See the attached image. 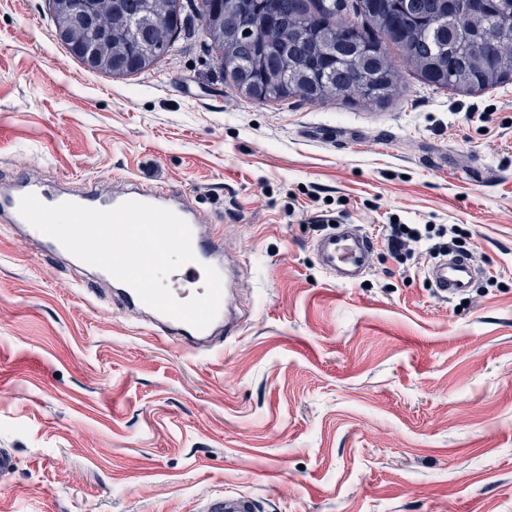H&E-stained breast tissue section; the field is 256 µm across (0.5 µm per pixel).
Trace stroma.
I'll list each match as a JSON object with an SVG mask.
<instances>
[{"instance_id":"stroma-1","label":"stroma","mask_w":512,"mask_h":512,"mask_svg":"<svg viewBox=\"0 0 512 512\" xmlns=\"http://www.w3.org/2000/svg\"><path fill=\"white\" fill-rule=\"evenodd\" d=\"M247 99L217 52L93 71L48 0H0V181L131 176L182 191L242 266L239 335L192 353L0 223V512H512V81ZM329 222L451 226L482 273L441 300L376 247L336 285ZM257 510L256 499L243 492H225L203 500L194 509L195 512H256Z\"/></svg>"}]
</instances>
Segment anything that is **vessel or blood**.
Segmentation results:
<instances>
[{
  "instance_id": "vessel-or-blood-1",
  "label": "vessel or blood",
  "mask_w": 512,
  "mask_h": 512,
  "mask_svg": "<svg viewBox=\"0 0 512 512\" xmlns=\"http://www.w3.org/2000/svg\"><path fill=\"white\" fill-rule=\"evenodd\" d=\"M28 194L34 195L42 204L48 206L70 201L91 208L110 210L123 202L134 200L175 212L188 223L192 231L195 259L184 264L185 273L194 275L211 266L221 276L222 294L214 321L206 328L198 329L171 318L143 303L130 286L121 282L116 284L113 291V303L124 313L147 318L154 327L155 335L169 339L192 352L211 349L220 337L238 335L240 320L232 305L235 278L228 273L223 262V241L178 191L144 184L133 177L123 178L119 185L109 190L98 183L89 182L77 192L24 178L15 180L11 188L0 192V222L20 228L27 239L35 242L43 251L60 254L64 251L60 242L34 228L20 215V200ZM312 248L325 273L336 280L337 284L346 286L358 282L368 274L375 241L359 228L340 224L332 232L316 238ZM475 266V261L469 256H462L451 262L436 260L429 264L427 278L440 298H453L469 290L470 271ZM257 509V501L251 495L227 492L203 500L195 512H257Z\"/></svg>"
}]
</instances>
